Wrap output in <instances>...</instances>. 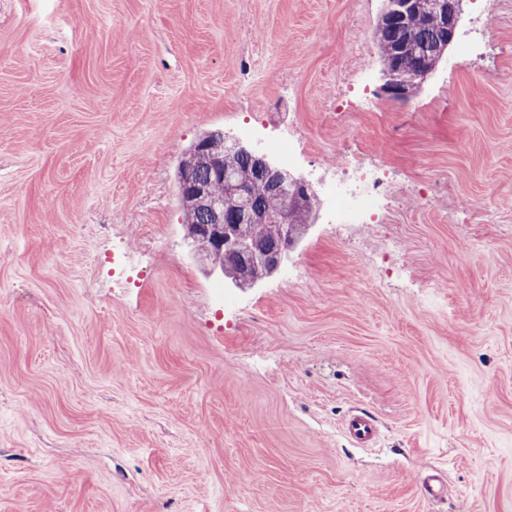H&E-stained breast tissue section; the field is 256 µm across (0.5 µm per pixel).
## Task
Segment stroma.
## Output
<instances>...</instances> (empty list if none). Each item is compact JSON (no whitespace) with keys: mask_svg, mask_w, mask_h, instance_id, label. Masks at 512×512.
I'll list each match as a JSON object with an SVG mask.
<instances>
[{"mask_svg":"<svg viewBox=\"0 0 512 512\" xmlns=\"http://www.w3.org/2000/svg\"><path fill=\"white\" fill-rule=\"evenodd\" d=\"M384 5L0 0V512H512V0L404 100ZM214 131L386 165L381 222L225 287L176 181ZM346 432L355 444L367 446L375 442L378 435V428L374 420L368 414L356 413L348 420Z\"/></svg>","mask_w":512,"mask_h":512,"instance_id":"obj_1","label":"stroma"}]
</instances>
